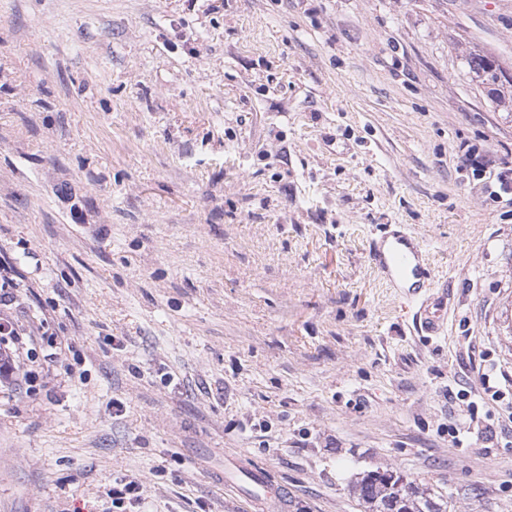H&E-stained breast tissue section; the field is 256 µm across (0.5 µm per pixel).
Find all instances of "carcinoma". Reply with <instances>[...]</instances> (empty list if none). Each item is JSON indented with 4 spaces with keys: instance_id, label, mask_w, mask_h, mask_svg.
I'll return each instance as SVG.
<instances>
[{
    "instance_id": "cac0c4a2",
    "label": "carcinoma",
    "mask_w": 512,
    "mask_h": 512,
    "mask_svg": "<svg viewBox=\"0 0 512 512\" xmlns=\"http://www.w3.org/2000/svg\"><path fill=\"white\" fill-rule=\"evenodd\" d=\"M468 64L472 72L485 81L497 80L493 61L488 57L473 53ZM355 490L364 512H447V508L435 502L427 490L412 482H404L402 475L392 471L363 475Z\"/></svg>"
}]
</instances>
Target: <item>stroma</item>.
<instances>
[{
	"label": "stroma",
	"mask_w": 512,
	"mask_h": 512,
	"mask_svg": "<svg viewBox=\"0 0 512 512\" xmlns=\"http://www.w3.org/2000/svg\"><path fill=\"white\" fill-rule=\"evenodd\" d=\"M512 0H0V260L32 383L0 384V512H362L398 471L512 512ZM484 162L482 172L465 155ZM427 248L445 322L371 247ZM505 392L455 396L480 362ZM124 405L113 416V401ZM227 474L224 470V489L226 491L238 490L235 477L243 479L248 485L246 492V505L248 512L270 511L272 505L275 509L286 507V492L279 491L278 487H273L266 472L260 468L251 465L243 459H232L227 464ZM142 492L143 484L136 478L116 482V486H112V508L122 509L117 510L119 512L134 511L124 507L128 504L132 508L138 507L142 502Z\"/></svg>",
	"instance_id": "1"
}]
</instances>
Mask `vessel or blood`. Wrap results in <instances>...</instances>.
Wrapping results in <instances>:
<instances>
[{"instance_id":"1","label":"vessel or blood","mask_w":512,"mask_h":512,"mask_svg":"<svg viewBox=\"0 0 512 512\" xmlns=\"http://www.w3.org/2000/svg\"><path fill=\"white\" fill-rule=\"evenodd\" d=\"M425 248L422 242L408 233L393 230L384 241L374 247V263L392 278L408 282L411 289L421 288L429 271L424 263ZM248 486L246 505L248 512H270L271 508L286 505V493L273 487L266 472L243 459H233L227 464L224 488L236 490L238 482Z\"/></svg>"}]
</instances>
